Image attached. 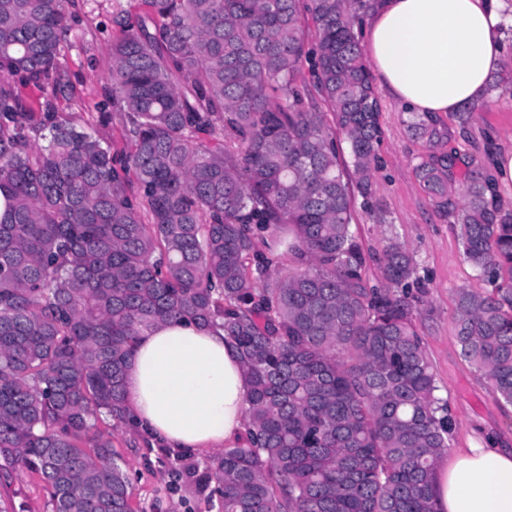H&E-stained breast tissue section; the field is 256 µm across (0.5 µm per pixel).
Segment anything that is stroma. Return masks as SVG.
Listing matches in <instances>:
<instances>
[{
	"label": "stroma",
	"mask_w": 512,
	"mask_h": 512,
	"mask_svg": "<svg viewBox=\"0 0 512 512\" xmlns=\"http://www.w3.org/2000/svg\"><path fill=\"white\" fill-rule=\"evenodd\" d=\"M117 31L112 24V0H85L71 44L62 63L79 97L77 110L84 120L97 121L103 112L108 51ZM381 166L374 173V196L384 223L357 210L355 235L370 261L366 277L382 280L380 258L388 239L400 242L416 261L420 282L417 325L424 341L439 394L448 402L449 445L467 448H512V405L492 391L487 379L460 353L456 338L457 291H485L489 284L464 258L458 228L440 218L411 168L427 152L422 140L407 130V114L388 93L380 95ZM448 130V146L455 149L457 172L470 168L493 174V161L512 152V94H492L482 108L459 121L457 113L440 114ZM133 491L136 512H218L217 503L198 492L181 474L176 456L149 448L115 421L103 422ZM0 512H50L40 480L22 473L7 494L0 496Z\"/></svg>",
	"instance_id": "1"
}]
</instances>
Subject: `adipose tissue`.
Listing matches in <instances>:
<instances>
[{"label":"adipose tissue","instance_id":"1","mask_svg":"<svg viewBox=\"0 0 512 512\" xmlns=\"http://www.w3.org/2000/svg\"><path fill=\"white\" fill-rule=\"evenodd\" d=\"M505 0H379L366 52L383 88L431 116L483 101L500 68ZM132 421L151 447L183 455L236 442L247 386L222 329L165 322L138 336L125 378ZM437 512H512V450L455 449L436 472Z\"/></svg>","mask_w":512,"mask_h":512}]
</instances>
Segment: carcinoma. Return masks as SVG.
I'll return each instance as SVG.
<instances>
[{"mask_svg": "<svg viewBox=\"0 0 512 512\" xmlns=\"http://www.w3.org/2000/svg\"><path fill=\"white\" fill-rule=\"evenodd\" d=\"M376 6L113 0L117 154L68 112L82 0H0V485L25 469L51 512H133L96 421L127 424L137 337L190 319L224 331L247 384L242 438L210 472L184 467L220 512H436L450 422L414 260L388 240L372 285L352 231L356 197L375 212L381 103L360 37ZM407 129L428 145L416 181L492 285L458 290L461 355L512 404V209L478 169L455 187L436 120Z\"/></svg>", "mask_w": 512, "mask_h": 512, "instance_id": "1", "label": "carcinoma"}]
</instances>
